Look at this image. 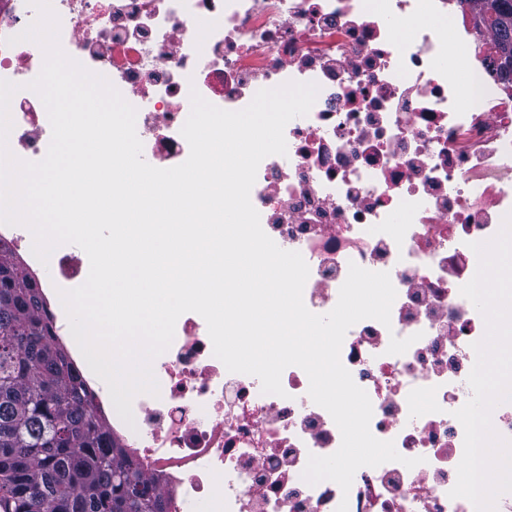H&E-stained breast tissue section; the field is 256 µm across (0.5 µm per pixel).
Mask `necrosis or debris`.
Returning <instances> with one entry per match:
<instances>
[{
  "label": "necrosis or debris",
  "instance_id": "4bbe7bcc",
  "mask_svg": "<svg viewBox=\"0 0 512 512\" xmlns=\"http://www.w3.org/2000/svg\"><path fill=\"white\" fill-rule=\"evenodd\" d=\"M455 0H51L63 51L134 106L152 163L182 164L190 93L229 111L288 81L319 87L285 127L286 155L259 165L250 199L264 232L299 252L313 313L331 311L350 264L389 273L391 323L346 333L342 364L371 401L372 434L400 461L360 468L349 492L302 478L309 455L341 443L331 415L287 367L284 396L228 372L205 320L181 315L152 369L158 395L132 403L133 424L108 429L157 478L166 512H476L450 498L464 451L455 416L472 396L474 342L486 331L461 295L478 268L475 242L512 213V93L480 55ZM38 16L0 0V80L11 152L40 155L46 108L27 85L44 53L18 41ZM413 337L389 354L391 337ZM416 459L415 467L403 458Z\"/></svg>",
  "mask_w": 512,
  "mask_h": 512
}]
</instances>
